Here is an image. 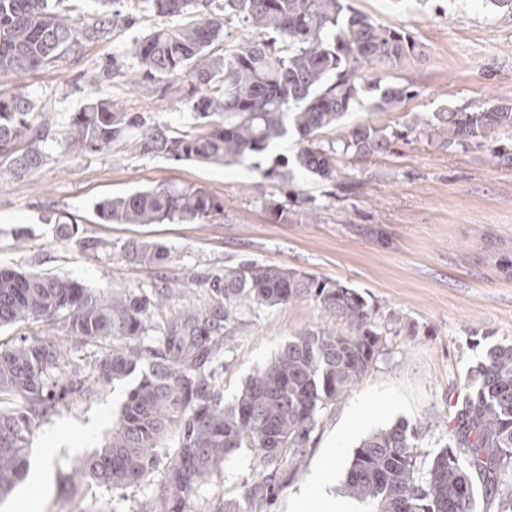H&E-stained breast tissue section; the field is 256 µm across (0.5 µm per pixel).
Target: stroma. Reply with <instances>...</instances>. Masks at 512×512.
<instances>
[{
  "label": "stroma",
  "mask_w": 512,
  "mask_h": 512,
  "mask_svg": "<svg viewBox=\"0 0 512 512\" xmlns=\"http://www.w3.org/2000/svg\"><path fill=\"white\" fill-rule=\"evenodd\" d=\"M371 19L406 30L418 54L376 70L381 85L409 87L395 109L376 112L361 95L327 141L344 139L370 123L400 130L388 152L367 160L336 158L335 182L295 173L316 222L303 216L283 222L271 214L283 202L279 183L259 170L293 159L304 142L291 134L277 147L242 164L175 162L134 154L122 146L93 154L64 147L71 113L96 98L130 112H147L173 133L195 134L187 105L190 83L134 86L110 76L112 65L131 69L128 49L174 17L154 14L147 0H121L133 26L89 35L91 14L77 21L76 44L52 65L24 76L0 74V90L24 93L36 123L48 124L42 164L22 176L0 158V266L56 274L98 291L151 289L160 278L187 279L244 259L308 271L357 289L374 321L389 330L385 355L331 411L296 468L284 469L271 497L252 512H285L314 463L332 473L341 492L354 449L369 434L399 421L416 426L415 442L432 457L448 440L453 407L468 372L484 348L480 335L512 343V128L484 142L443 145L410 132L412 122L445 108L474 110L512 105V13L489 0H349ZM200 188L220 204L207 223L108 224L96 203L137 190ZM74 219L83 236L104 240L97 259L59 237L56 217ZM155 240L167 247L161 268L125 259L130 242ZM319 319L315 305L298 301L273 308L241 309L224 340L219 383L225 403L266 366L293 333ZM136 376L104 387L88 401L61 407L31 436L33 453L51 449V480L30 484L27 512H145L158 491L159 473L142 482L109 487L73 480L87 455L104 445ZM260 470L248 450L233 454L201 483L188 512H212L241 499Z\"/></svg>",
  "instance_id": "obj_1"
}]
</instances>
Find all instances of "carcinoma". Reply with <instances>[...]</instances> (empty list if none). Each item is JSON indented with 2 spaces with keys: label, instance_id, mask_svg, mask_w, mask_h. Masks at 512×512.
<instances>
[{
  "label": "carcinoma",
  "instance_id": "1",
  "mask_svg": "<svg viewBox=\"0 0 512 512\" xmlns=\"http://www.w3.org/2000/svg\"><path fill=\"white\" fill-rule=\"evenodd\" d=\"M61 0H0V72L24 74L51 64L75 42L78 27L58 8ZM159 17H187L134 41L130 54L140 80L158 84L192 76L187 101L201 132L176 137L145 112H127L96 99L68 122L66 147L100 153L115 143L181 162L239 164L296 130L307 145L295 166L321 181H336V155L383 154L402 133L359 124L339 142L319 134L335 127L376 87L372 70L398 65L416 53L409 34L370 20L347 0H146ZM238 20L246 40L224 48L226 24ZM409 95L385 87L372 108L387 112ZM33 102L0 91V157L18 176L38 167L49 129L31 120ZM512 127L508 106L473 111L448 108L410 129L451 145ZM220 205L198 188L142 190L96 204L108 224H204ZM66 239L79 238L97 258L105 242L79 236L61 223ZM135 264L161 267L168 249L135 241L125 252ZM205 308L172 307L176 289L165 281L150 294L93 293L75 280L35 271L0 269V327L63 326L67 340L97 355L95 374L70 351L39 334L0 343V496L28 474L31 429L59 407L90 400L99 389L142 369L112 424L107 444L88 456L79 475L96 484L140 483L158 466L159 448L172 434L154 506L148 512H186L200 482L240 449L257 456L267 476L244 499L266 497L287 466H297L323 414L332 409L384 356L386 333L372 309L340 281L254 260L205 279ZM313 301L319 321L288 337L277 356L257 371L237 400L224 404L215 365L225 328L240 307ZM154 341L144 342L150 333ZM448 441L426 466L419 462L414 428L402 421L365 438L350 460L345 491L371 512H471L475 482L512 512V343L490 345L468 375L456 402Z\"/></svg>",
  "mask_w": 512,
  "mask_h": 512
}]
</instances>
